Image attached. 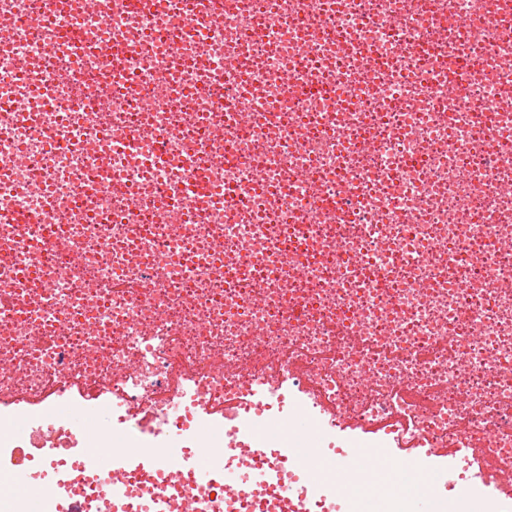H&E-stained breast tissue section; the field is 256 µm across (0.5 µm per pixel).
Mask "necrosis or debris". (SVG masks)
Wrapping results in <instances>:
<instances>
[{
    "mask_svg": "<svg viewBox=\"0 0 512 512\" xmlns=\"http://www.w3.org/2000/svg\"><path fill=\"white\" fill-rule=\"evenodd\" d=\"M133 2L0 0V512H113L154 467L170 512H232L182 463L243 402L448 449L443 512H503L512 0Z\"/></svg>",
    "mask_w": 512,
    "mask_h": 512,
    "instance_id": "1",
    "label": "necrosis or debris"
}]
</instances>
